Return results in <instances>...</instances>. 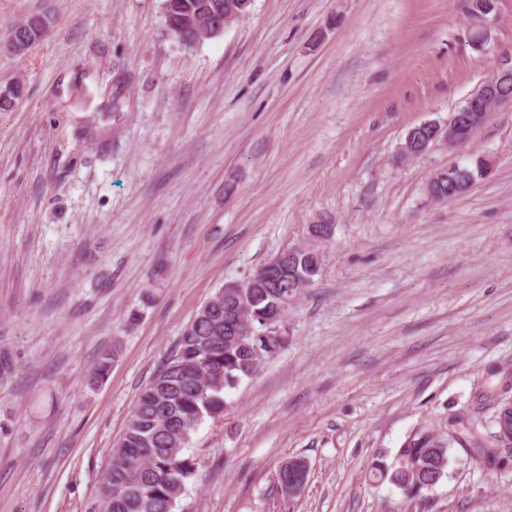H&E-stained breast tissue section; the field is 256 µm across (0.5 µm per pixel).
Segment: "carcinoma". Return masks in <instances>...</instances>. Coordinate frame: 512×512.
Returning a JSON list of instances; mask_svg holds the SVG:
<instances>
[{"mask_svg": "<svg viewBox=\"0 0 512 512\" xmlns=\"http://www.w3.org/2000/svg\"><path fill=\"white\" fill-rule=\"evenodd\" d=\"M215 0H164L163 14L179 20L206 14ZM490 172L477 157L467 166H454L436 175L434 191L457 198ZM270 279L260 269L245 288L221 287L184 326L168 357L140 392L132 415L110 454L99 488L98 512H175L178 501L196 474L193 457L185 454L192 433L206 418L219 419L229 409L226 394L256 375L260 366L285 343L288 311L302 295L301 285L322 275L323 253L318 246L295 250ZM117 348L102 354L92 380L107 375ZM512 421V402L503 398L493 424L481 435L469 420L451 419L448 437L422 430L397 450L393 469L371 468L372 480L390 475L406 495L433 489L446 475L449 449L465 434L472 450L490 466L512 460V437L502 423ZM306 479L300 457L282 462L276 473L281 493Z\"/></svg>", "mask_w": 512, "mask_h": 512, "instance_id": "cac0c4a2", "label": "carcinoma"}]
</instances>
